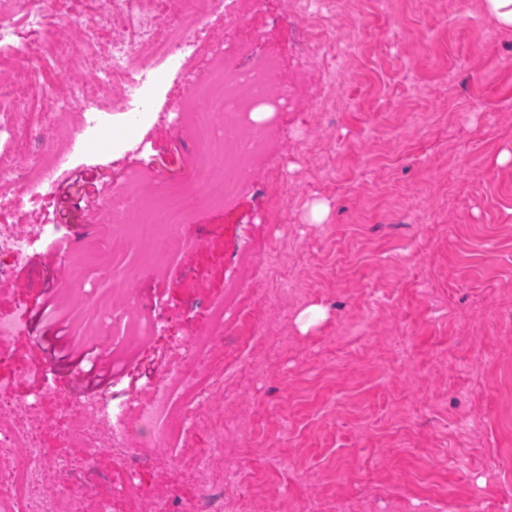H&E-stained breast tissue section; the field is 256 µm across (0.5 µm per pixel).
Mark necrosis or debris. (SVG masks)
I'll return each mask as SVG.
<instances>
[{"instance_id": "4bbe7bcc", "label": "necrosis or debris", "mask_w": 512, "mask_h": 512, "mask_svg": "<svg viewBox=\"0 0 512 512\" xmlns=\"http://www.w3.org/2000/svg\"><path fill=\"white\" fill-rule=\"evenodd\" d=\"M65 11H55L52 0H21L19 23L0 22V68L17 69V81L0 84V190L11 188L10 211L0 212V294L16 288V269L28 263L48 231V206L56 193L57 167L46 168L30 180L18 157L24 141L42 129L26 106L44 102L52 111H66L81 99L78 130L96 145L111 114H119L123 128L113 136L112 149L129 145L125 131L141 126L152 109L151 92L157 83V64L183 67L194 50L193 34L206 17L230 6L241 10L245 0H62ZM99 53L105 61L98 80L117 88L112 112H103L93 92L78 74L83 57ZM306 76L284 78L277 61L257 56L249 41L224 48V63L212 77L199 79L192 89L194 105L177 113L174 124L197 147L191 179L165 184L156 170L133 166L119 188L98 192L90 219L95 226H111L113 258L137 248L139 268H129L125 280L158 270L177 242L178 229L205 201L197 181L220 186V203H230L244 186L245 175L269 155L278 143L271 133L246 125V114L261 103L288 97L296 102L313 97ZM153 196H146L145 187ZM132 293L104 300L101 312L118 322L129 341L155 333L156 323L134 314ZM242 286L230 283L223 302L212 307L209 330L194 334L191 343L176 341L170 349L171 370L160 382L136 391L132 399L115 401L110 393L85 392L63 423L61 445L46 459L44 415L40 400H0V512H110L105 498L78 496L101 475L74 464V449L87 457L113 454L131 462L149 461L153 449L139 441L151 432L154 447L168 445L174 436L195 430L202 407L216 402V385L223 369L201 370V363L222 354V336L229 310L239 312V323L251 318L242 306ZM219 446L199 448L178 460L183 477L200 484L202 492L181 512H224L225 495L233 478L217 468ZM52 493H44V486Z\"/></svg>"}]
</instances>
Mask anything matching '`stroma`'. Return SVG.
<instances>
[{
	"mask_svg": "<svg viewBox=\"0 0 512 512\" xmlns=\"http://www.w3.org/2000/svg\"><path fill=\"white\" fill-rule=\"evenodd\" d=\"M223 28V14L209 17L184 68H159L153 115L134 134L141 153L108 151L110 126L96 151L49 130L21 146L24 164L66 157L98 184L142 162L189 176L196 148L173 117ZM338 28L357 49L331 41ZM234 34L276 54L282 74L314 76L322 98L271 105L278 154L231 207H198L161 271L137 284L159 329L113 396L160 378L172 341L206 329L239 280L253 325L224 333L221 402L164 456L221 442L245 512H512V164L497 162L512 149V34L477 0H249ZM317 201L329 206L320 224L309 220ZM88 223L75 210L41 244L89 238L72 281L40 260L0 296V320L28 323L0 357L7 397L43 391L29 372L37 337L51 333L41 304L60 306L58 331L78 347L116 286L119 270L101 267L107 236ZM312 305L326 317L301 330ZM87 464L105 475L94 493L112 512H133L131 479L141 492L168 481L183 504L200 493L169 462L135 477L113 455Z\"/></svg>",
	"mask_w": 512,
	"mask_h": 512,
	"instance_id": "1",
	"label": "stroma"
}]
</instances>
